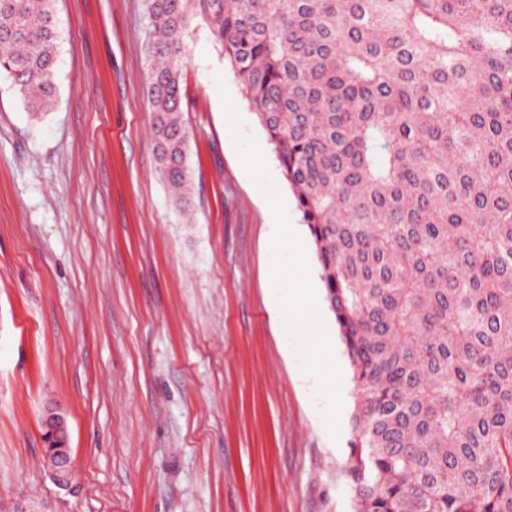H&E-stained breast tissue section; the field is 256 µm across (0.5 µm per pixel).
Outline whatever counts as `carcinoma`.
<instances>
[{"label": "carcinoma", "mask_w": 512, "mask_h": 512, "mask_svg": "<svg viewBox=\"0 0 512 512\" xmlns=\"http://www.w3.org/2000/svg\"><path fill=\"white\" fill-rule=\"evenodd\" d=\"M179 204L200 17L315 246L356 387L355 512H512V0H148ZM55 0L0 3V75L55 103Z\"/></svg>", "instance_id": "1"}]
</instances>
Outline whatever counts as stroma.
I'll use <instances>...</instances> for the list:
<instances>
[{
	"label": "stroma",
	"instance_id": "35a3bbf8",
	"mask_svg": "<svg viewBox=\"0 0 512 512\" xmlns=\"http://www.w3.org/2000/svg\"><path fill=\"white\" fill-rule=\"evenodd\" d=\"M58 100L0 76V505L354 512L355 387L315 246L209 25L185 37L189 213L151 134L146 0H56ZM309 278L305 324L283 283ZM63 410L76 478H51ZM41 427L51 444L45 452L47 466L54 481L61 487H68L74 481L75 473L65 416L59 408L48 406L42 416Z\"/></svg>",
	"mask_w": 512,
	"mask_h": 512
}]
</instances>
